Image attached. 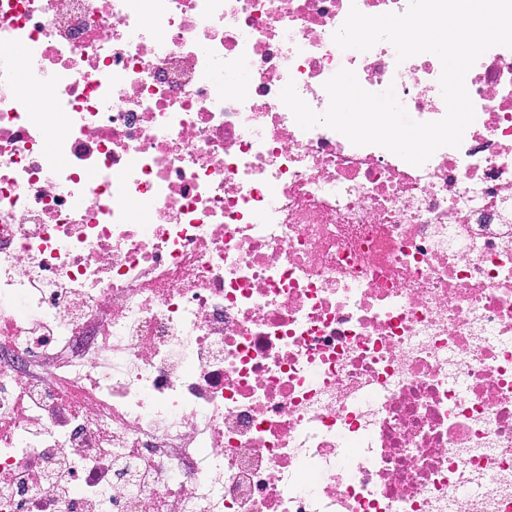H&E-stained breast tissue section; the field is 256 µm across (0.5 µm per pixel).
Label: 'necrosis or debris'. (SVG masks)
<instances>
[{"instance_id":"obj_1","label":"necrosis or debris","mask_w":512,"mask_h":512,"mask_svg":"<svg viewBox=\"0 0 512 512\" xmlns=\"http://www.w3.org/2000/svg\"><path fill=\"white\" fill-rule=\"evenodd\" d=\"M407 4L0 0V512H512V49L420 166L280 99L442 119Z\"/></svg>"}]
</instances>
